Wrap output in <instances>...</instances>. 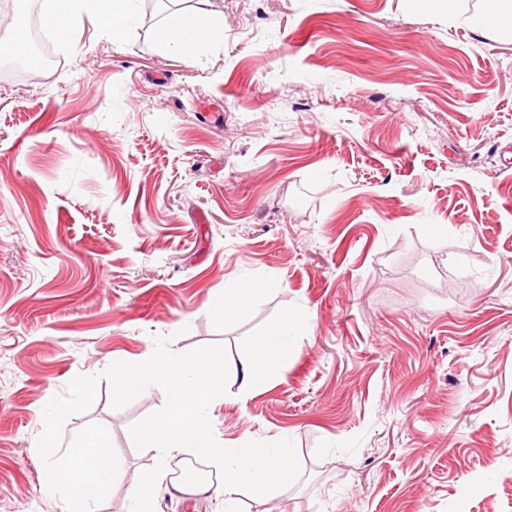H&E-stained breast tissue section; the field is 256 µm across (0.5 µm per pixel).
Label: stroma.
Returning <instances> with one entry per match:
<instances>
[{
	"mask_svg": "<svg viewBox=\"0 0 512 512\" xmlns=\"http://www.w3.org/2000/svg\"><path fill=\"white\" fill-rule=\"evenodd\" d=\"M121 42L0 75V512H64L43 485V409L77 375L129 512L153 453L104 371L229 352L216 441L293 440L301 475L243 512H512V29L411 0H210L224 39L165 49L163 0ZM270 281L232 322L213 304ZM307 323L246 401L252 339Z\"/></svg>",
	"mask_w": 512,
	"mask_h": 512,
	"instance_id": "1",
	"label": "stroma"
}]
</instances>
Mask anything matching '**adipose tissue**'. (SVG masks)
Masks as SVG:
<instances>
[{
  "instance_id": "ef3b65f1",
  "label": "adipose tissue",
  "mask_w": 512,
  "mask_h": 512,
  "mask_svg": "<svg viewBox=\"0 0 512 512\" xmlns=\"http://www.w3.org/2000/svg\"><path fill=\"white\" fill-rule=\"evenodd\" d=\"M208 0H194L190 11L174 10L169 22L161 29L163 46L184 55H195L208 42L223 40L224 21L207 9ZM46 18L56 35L72 49L80 44L74 37V25L82 17L94 18L101 33L120 41L137 13L136 0H45ZM297 329L291 317H284L279 326L252 342V359L243 368L237 399L250 396L256 388L267 383L276 370L292 355L289 336Z\"/></svg>"
}]
</instances>
